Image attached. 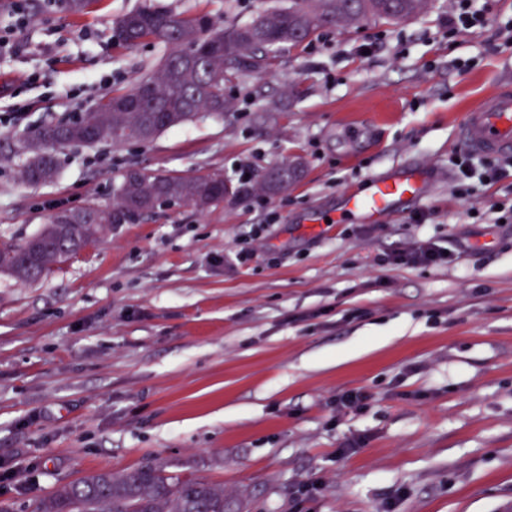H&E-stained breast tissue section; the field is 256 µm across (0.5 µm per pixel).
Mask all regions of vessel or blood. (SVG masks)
I'll use <instances>...</instances> for the list:
<instances>
[{
	"mask_svg": "<svg viewBox=\"0 0 512 512\" xmlns=\"http://www.w3.org/2000/svg\"><path fill=\"white\" fill-rule=\"evenodd\" d=\"M466 148L478 155H512V93L495 92L465 113L459 129ZM423 178L410 170L370 179L364 194L345 201V213L373 222L398 203L422 195Z\"/></svg>",
	"mask_w": 512,
	"mask_h": 512,
	"instance_id": "1",
	"label": "vessel or blood"
}]
</instances>
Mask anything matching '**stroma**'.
Segmentation results:
<instances>
[{
	"mask_svg": "<svg viewBox=\"0 0 512 512\" xmlns=\"http://www.w3.org/2000/svg\"><path fill=\"white\" fill-rule=\"evenodd\" d=\"M287 2L94 0L69 15L25 0L0 56V246L58 209L112 204L131 167L220 172L233 191L204 212L175 201L113 225L38 282L0 274L10 512H35L59 482L146 464L220 485L243 512H512V223L492 210L512 203V178L463 197L451 163L464 113L512 91V42L496 33L512 0H479L488 27L460 37L444 28L450 0L400 25L318 28L227 83L230 114L72 145L52 180L21 178L29 131L159 63L163 46L126 47L116 17L151 3L246 24ZM356 113L376 128L363 145L342 129ZM284 163L300 164L298 180L263 194ZM403 166L427 176L422 199L372 224L338 221L348 195ZM314 216L326 225L312 229ZM249 241L255 256L236 261ZM423 242L473 249L438 267L391 263ZM351 389L366 408L337 412Z\"/></svg>",
	"mask_w": 512,
	"mask_h": 512,
	"instance_id": "stroma-1",
	"label": "stroma"
}]
</instances>
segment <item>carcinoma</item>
Here are the masks:
<instances>
[{
  "label": "carcinoma",
  "mask_w": 512,
  "mask_h": 512,
  "mask_svg": "<svg viewBox=\"0 0 512 512\" xmlns=\"http://www.w3.org/2000/svg\"><path fill=\"white\" fill-rule=\"evenodd\" d=\"M428 0H288L248 24L219 28L207 15L185 16L145 6L114 21L128 46L155 39L168 47L162 63L131 89L103 96L80 121L45 125L26 139L31 154L21 176L29 184L55 174L54 153L67 145H120L150 141L168 128L191 121L201 111H231L224 86L243 72L270 65L284 44L305 41L326 24L349 26L362 21L398 24L419 15ZM298 178L284 164L272 170L263 189L276 194ZM224 177L205 174L178 178L130 169L121 176L116 203L63 209L35 235L45 241L41 263L30 260L31 241L0 248V272L31 283L46 277L53 266L77 254L102 235L111 215H142L175 200L205 211L224 199ZM224 488L195 477L179 478L144 465L122 472L98 471L59 484L42 498L36 512H229Z\"/></svg>",
  "instance_id": "1"
}]
</instances>
